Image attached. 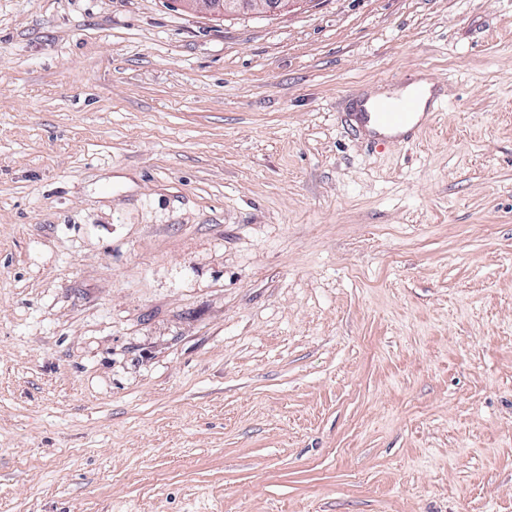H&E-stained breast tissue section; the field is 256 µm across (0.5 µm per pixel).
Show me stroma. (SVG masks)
<instances>
[{
	"label": "stroma",
	"mask_w": 512,
	"mask_h": 512,
	"mask_svg": "<svg viewBox=\"0 0 512 512\" xmlns=\"http://www.w3.org/2000/svg\"><path fill=\"white\" fill-rule=\"evenodd\" d=\"M0 512H512V0H0ZM420 96L421 91H415L393 100H382L375 94L355 93L351 99L354 109L346 113L349 120L353 121L350 126L351 131L371 145H380L389 141L401 142L399 139L404 140L403 137L406 134H408L407 138L410 134L421 130L426 125L427 116L431 115L424 114L420 122L414 125ZM370 101L371 112L366 106ZM405 128H407L406 131H399ZM389 131L397 132L393 134L388 133Z\"/></svg>",
	"instance_id": "35a3bbf8"
}]
</instances>
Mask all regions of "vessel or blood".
<instances>
[{
  "label": "vessel or blood",
  "mask_w": 512,
  "mask_h": 512,
  "mask_svg": "<svg viewBox=\"0 0 512 512\" xmlns=\"http://www.w3.org/2000/svg\"><path fill=\"white\" fill-rule=\"evenodd\" d=\"M419 99L416 92L391 100L355 93L351 99L353 110L348 114L351 130L372 145L392 141L395 131L413 126Z\"/></svg>",
  "instance_id": "vessel-or-blood-1"
}]
</instances>
